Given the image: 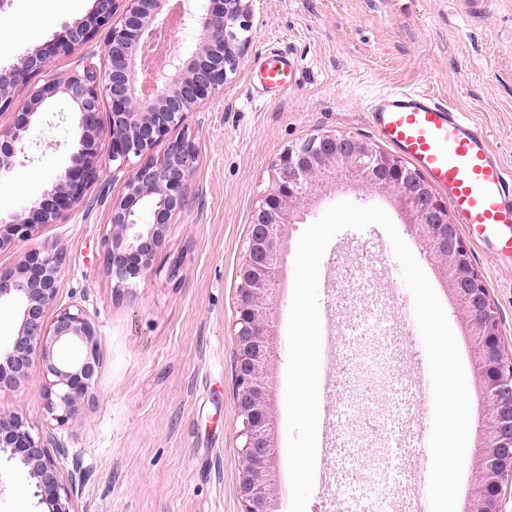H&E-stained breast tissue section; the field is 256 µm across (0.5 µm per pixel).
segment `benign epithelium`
I'll list each match as a JSON object with an SVG mask.
<instances>
[{
  "mask_svg": "<svg viewBox=\"0 0 512 512\" xmlns=\"http://www.w3.org/2000/svg\"><path fill=\"white\" fill-rule=\"evenodd\" d=\"M94 0L81 20L66 25L43 46L7 68H0V112L12 122L0 131V174L27 136L47 100L61 96L77 114L79 135L69 164L41 198L23 214H0V249L23 240L41 225L62 219L112 169L123 173L120 195L110 205L112 231L105 240L106 270L124 288L150 265L172 215L184 208L187 181L195 171L198 149L181 137L160 159L156 144L185 116L224 88L249 47V5L243 0H180L181 27L200 33L193 45L158 57L151 92L139 74L145 53L169 24L170 0ZM105 34L102 54L84 48ZM70 58L69 68L51 71L53 60ZM28 89L18 103L20 89ZM108 107V125L100 119ZM337 175L363 179L379 192L397 196L413 235L435 241L427 257L439 263L462 310L471 318L472 340L495 352L501 347L498 312L491 303L467 245L437 198L411 168L374 144L325 132L284 150L271 167L269 185L254 209L248 244L239 267L240 289L234 322L237 341L236 399L241 428L238 493L243 512H276L273 489L274 419L269 362L271 313L282 272L280 245L295 212L319 184ZM62 254L31 250L17 267L0 271V302L13 303L21 324L3 349L8 369L0 370V389L17 388L29 376L32 355H42L47 412L63 427L76 408L92 396L100 360L96 324L78 305L56 306ZM56 308L51 326L45 314ZM484 412L476 452L482 461L471 512H504L503 481L512 480V361L494 359L477 371ZM17 460L35 480L34 496L47 512H72L76 477H60L43 438L16 412L0 411V454Z\"/></svg>",
  "mask_w": 512,
  "mask_h": 512,
  "instance_id": "7a95c632",
  "label": "benign epithelium"
}]
</instances>
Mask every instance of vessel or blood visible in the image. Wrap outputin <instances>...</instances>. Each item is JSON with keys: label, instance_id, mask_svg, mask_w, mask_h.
<instances>
[{"label": "vessel or blood", "instance_id": "b4317fda", "mask_svg": "<svg viewBox=\"0 0 512 512\" xmlns=\"http://www.w3.org/2000/svg\"><path fill=\"white\" fill-rule=\"evenodd\" d=\"M261 89L281 94L297 77L291 53L272 49L256 65ZM378 137L404 156L447 200L456 224L498 267L512 268V169L487 133L430 92L397 86L368 97Z\"/></svg>", "mask_w": 512, "mask_h": 512}]
</instances>
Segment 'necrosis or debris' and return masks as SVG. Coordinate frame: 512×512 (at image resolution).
Instances as JSON below:
<instances>
[{"mask_svg":"<svg viewBox=\"0 0 512 512\" xmlns=\"http://www.w3.org/2000/svg\"><path fill=\"white\" fill-rule=\"evenodd\" d=\"M386 262L380 250L358 247L328 280L332 304L341 313L335 326L339 371L325 408L329 445L348 464L334 490L340 512L354 504L360 512H397V462L422 453L415 424L426 400L408 367L409 310L381 289L388 278ZM382 394L389 399L387 411L370 418L365 408L371 396ZM372 437L380 438L383 448L368 465L364 450Z\"/></svg>","mask_w":512,"mask_h":512,"instance_id":"obj_1","label":"necrosis or debris"}]
</instances>
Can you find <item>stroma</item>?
<instances>
[{
  "instance_id": "1",
  "label": "stroma",
  "mask_w": 512,
  "mask_h": 512,
  "mask_svg": "<svg viewBox=\"0 0 512 512\" xmlns=\"http://www.w3.org/2000/svg\"><path fill=\"white\" fill-rule=\"evenodd\" d=\"M94 0H12L0 15V67L41 46ZM251 41L223 90L188 113L171 138L193 139L199 161L187 202L167 224L147 271L116 289L104 266L108 204L123 189L103 170L66 218L0 251V270L32 249L64 252L58 302L80 304L98 327L100 373L92 402L66 426L46 412L42 359L0 409L22 413L41 433L61 475L76 474L74 512H242L237 491L240 418L235 399L233 322L238 270L254 206L273 162L288 147L327 131L377 143L363 100L414 84L446 99L486 129L512 167V0H250ZM300 61L295 85L269 97L251 81L266 50ZM76 133L70 106L56 99L31 126L9 172L0 175V212L23 210L69 163ZM372 201L374 192L328 185L290 228L294 262L303 231L332 205ZM512 354V269L471 250ZM292 291L274 315L278 496L291 497L286 374ZM34 481L0 461V512H38Z\"/></svg>"
}]
</instances>
